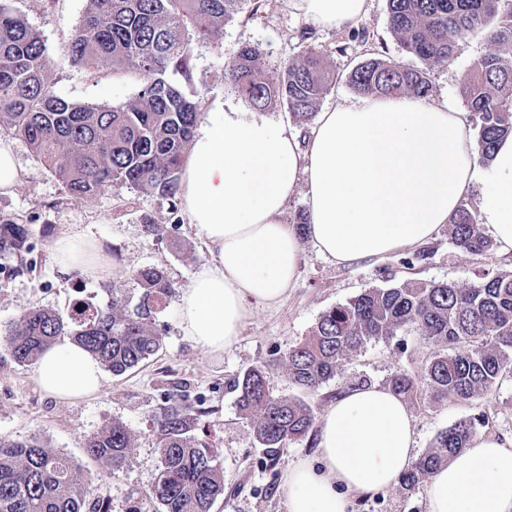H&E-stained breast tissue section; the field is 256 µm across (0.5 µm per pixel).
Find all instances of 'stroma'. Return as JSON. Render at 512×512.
<instances>
[{
	"label": "stroma",
	"instance_id": "35a3bbf8",
	"mask_svg": "<svg viewBox=\"0 0 512 512\" xmlns=\"http://www.w3.org/2000/svg\"><path fill=\"white\" fill-rule=\"evenodd\" d=\"M86 0H11V8L37 29L54 62L56 93L71 102L117 106L132 98L138 80L129 73L105 71L94 74L73 66L69 57L71 34L79 25ZM373 36L380 55L408 62L391 36L386 0H370L368 13L358 26L324 28L309 24L290 0H241L237 13L224 27V40L215 47L196 51L194 83L205 107L220 101L242 111L250 106L224 82V67L247 44L263 51L265 71L280 70L297 56V36L311 29V45L335 75L320 107L327 110L355 100L356 92L346 76L361 57L354 39L357 28ZM491 49L479 33L463 36L454 61L430 73L432 100H449L455 111H466L460 93L463 78L473 64ZM13 149L25 171L22 183L10 194H0V224L15 221L28 225L36 248L31 271L9 275L14 259L0 252V329L32 308H49L68 315L77 296L106 303L108 285L85 277L60 274L51 258L54 239L71 225L80 224L113 249L125 276L123 285L138 295L133 270L160 266L167 270L175 293L156 316L162 337L159 351L149 360L116 376L106 374L101 390L90 397L63 401L44 394L36 381L34 365L16 363L0 345V440L39 436L51 447L67 453L82 469L94 496L108 502L110 512H159L152 496L158 473L159 432L157 421L170 408H177L193 421L191 437L218 449L224 466V495L211 512H287L281 486L288 466L312 457L315 432L285 442L275 456H268L256 442L249 421L237 404L231 384L253 366L271 365L270 386L274 394L294 396L309 402L315 415L357 383L388 385L401 371L422 376L433 350L430 343L412 334L373 340L351 355L342 371L317 391L306 392L289 383L287 375L274 368L276 359L296 346L319 316L368 288H388L406 281L454 282L467 286L481 274L512 270V255L491 252L476 257L452 244L447 230L426 242L427 255L415 250L394 253L382 260L354 265H336L323 257L311 241H304L298 281L274 306L250 303V314L234 343L220 352L208 353L183 336L178 325L179 293L186 288L199 262L208 252L193 236L188 223L176 225L171 238L149 235L143 215L155 223L172 222L169 200L127 189H112L93 198L69 196L22 140ZM173 223V222H172ZM415 423V453L423 455L437 434L461 419L475 422L478 432L512 436V378L503 380L490 395L471 404L409 403ZM120 421L131 433L136 449L120 469L102 468L86 454L85 443L93 433ZM352 512H427L424 486L408 490L398 485L374 497L354 499Z\"/></svg>",
	"mask_w": 512,
	"mask_h": 512
}]
</instances>
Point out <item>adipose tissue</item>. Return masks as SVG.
<instances>
[{"mask_svg":"<svg viewBox=\"0 0 512 512\" xmlns=\"http://www.w3.org/2000/svg\"><path fill=\"white\" fill-rule=\"evenodd\" d=\"M314 24L352 25L368 0H293ZM468 115L447 103L373 97L319 113L307 142L283 124L215 106L182 168L180 200L209 256L181 294L179 327L197 347L230 346L248 301L272 306L294 288L302 240L286 224L287 202L306 183L307 232L338 265L381 260L421 245L474 197L479 221L501 253L512 254V136L490 163L474 160ZM61 274L94 280L117 268L87 228L52 243ZM48 395L76 400L98 392L100 362L70 340L36 362ZM412 414L391 388L354 389L318 423L315 458L290 466L288 512H349L350 498L395 487L416 456ZM428 512H512V438L478 435L425 482Z\"/></svg>","mask_w":512,"mask_h":512,"instance_id":"obj_1","label":"adipose tissue"}]
</instances>
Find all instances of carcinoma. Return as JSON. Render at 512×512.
I'll list each match as a JSON object with an SVG mask.
<instances>
[{"label": "carcinoma", "instance_id": "carcinoma-1", "mask_svg": "<svg viewBox=\"0 0 512 512\" xmlns=\"http://www.w3.org/2000/svg\"><path fill=\"white\" fill-rule=\"evenodd\" d=\"M8 2L0 0V128L26 142L73 196L91 198L118 187L176 204L183 161L203 114L194 84L196 48L222 42L224 25L240 0H87L85 15L71 35L70 60L90 72L134 74L139 89L118 107L58 96L42 36ZM386 7L390 33L421 66L372 52L370 33L363 29L357 39L365 50L348 75L351 87L371 97L425 99L431 92L430 71L453 62L464 35L486 31L494 49L474 63L460 92L478 116V156L490 162L495 144L512 136V0H386ZM311 38L312 32L301 31L298 41L305 49L272 74L261 67L259 47H243L225 66L224 82L255 109L280 103L297 124H310L334 79L308 45ZM448 231L452 243L468 253L483 255L492 249L477 212L464 205L449 220ZM1 248L20 259L14 272L26 271V256L34 250L28 226L1 224ZM131 276L140 287L136 303L114 288L107 304L93 305L81 315L72 312L65 318L51 309H31L8 327L5 348L17 363L27 364L59 337L69 336L116 376L137 367L161 346L155 316L174 286L159 267L140 268ZM399 331L435 346L424 368L432 401L472 403L512 377V272L467 288L407 281L364 290L324 312L288 350L282 359L288 381L315 392L368 341ZM232 387L257 442L271 456L313 426L312 406L275 395L264 366L246 369ZM390 388L415 402L425 390L403 372L390 379ZM158 427L153 497L161 512H211L224 495L218 450L189 436L190 420L177 409L167 410ZM475 435L470 419L440 432L402 478L405 486L415 487L447 464ZM131 448L132 436L119 421L86 440L87 455L112 469L128 461ZM0 512L109 509L103 500L90 497L82 470L70 457L32 436L0 440Z\"/></svg>", "mask_w": 512, "mask_h": 512}]
</instances>
